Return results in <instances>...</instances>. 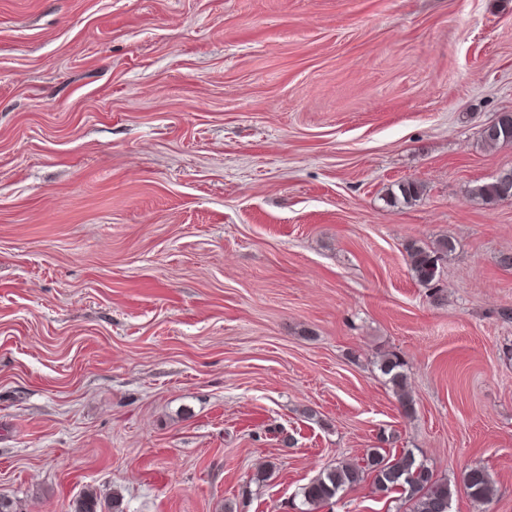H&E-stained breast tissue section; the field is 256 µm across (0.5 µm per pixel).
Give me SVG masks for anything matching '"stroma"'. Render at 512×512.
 Returning <instances> with one entry per match:
<instances>
[{
    "label": "stroma",
    "mask_w": 512,
    "mask_h": 512,
    "mask_svg": "<svg viewBox=\"0 0 512 512\" xmlns=\"http://www.w3.org/2000/svg\"><path fill=\"white\" fill-rule=\"evenodd\" d=\"M503 112L512 0H0V496L296 512L381 448L512 512ZM507 132L512 142V113L503 112L492 125H487L482 129L481 135L483 141L491 146L505 142ZM504 183L503 175L497 177L494 181L478 186L474 189L475 198L480 199L486 204L504 202L505 197L510 191ZM453 250L454 243L449 238L440 239L432 246L410 244L406 252L412 276L424 286L431 285L440 275L439 262ZM379 370L388 377V383L392 385L393 391L398 397L402 408L409 412L413 409V403L406 393L407 375L404 372V365L394 353H386L379 359ZM462 483L467 495L475 503H487L494 495V482L483 468L472 467L466 470Z\"/></svg>",
    "instance_id": "stroma-1"
}]
</instances>
